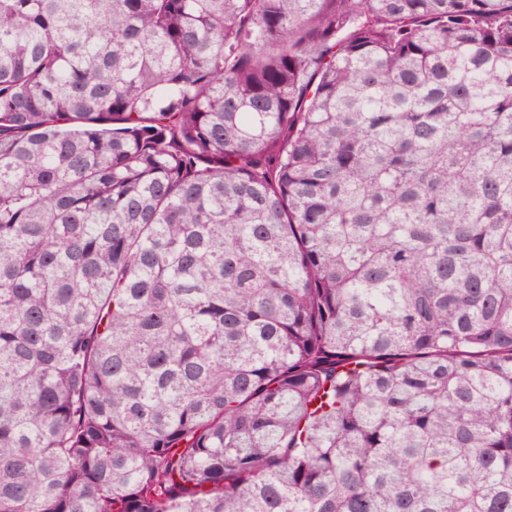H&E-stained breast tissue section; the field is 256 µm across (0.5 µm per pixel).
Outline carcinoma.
<instances>
[{"label":"carcinoma","mask_w":512,"mask_h":512,"mask_svg":"<svg viewBox=\"0 0 512 512\" xmlns=\"http://www.w3.org/2000/svg\"><path fill=\"white\" fill-rule=\"evenodd\" d=\"M0 512H512V0H0Z\"/></svg>","instance_id":"cac0c4a2"}]
</instances>
